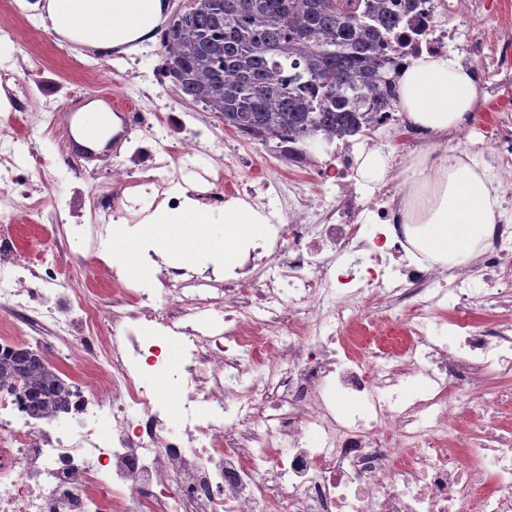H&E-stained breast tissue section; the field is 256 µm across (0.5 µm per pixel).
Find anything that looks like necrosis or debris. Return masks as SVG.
I'll return each instance as SVG.
<instances>
[{
    "mask_svg": "<svg viewBox=\"0 0 512 512\" xmlns=\"http://www.w3.org/2000/svg\"><path fill=\"white\" fill-rule=\"evenodd\" d=\"M422 17L385 48L401 73L421 54L466 42L464 62L492 97L512 87V24L486 31V0H425ZM503 209L512 208V110L477 127ZM354 142L307 158L334 199L262 184L268 222L221 287L170 268L112 277V311L86 304L81 281L53 287L0 280V316L50 324L53 341L0 336L1 346L63 355L76 372L63 428L27 417L0 389V512H512V433L461 431L482 388L512 372V223L461 268L418 264L407 242L369 225L393 222V182L368 192ZM269 269L251 287L255 267ZM479 294L501 310L473 324ZM424 295L405 352L351 350L341 335L373 325L372 308ZM224 311V328L208 323ZM179 335L181 370L155 339ZM175 376L162 393L146 372ZM109 432H102V424Z\"/></svg>",
    "mask_w": 512,
    "mask_h": 512,
    "instance_id": "1",
    "label": "necrosis or debris"
}]
</instances>
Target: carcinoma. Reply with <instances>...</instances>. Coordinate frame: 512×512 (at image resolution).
<instances>
[{
	"mask_svg": "<svg viewBox=\"0 0 512 512\" xmlns=\"http://www.w3.org/2000/svg\"><path fill=\"white\" fill-rule=\"evenodd\" d=\"M423 0H191L159 37L157 54L182 101L263 145L371 130L368 112L395 77L385 43ZM0 387L32 419L65 410L72 384L28 348H0Z\"/></svg>",
	"mask_w": 512,
	"mask_h": 512,
	"instance_id": "1",
	"label": "carcinoma"
}]
</instances>
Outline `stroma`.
Masks as SVG:
<instances>
[{
    "mask_svg": "<svg viewBox=\"0 0 512 512\" xmlns=\"http://www.w3.org/2000/svg\"><path fill=\"white\" fill-rule=\"evenodd\" d=\"M45 4L46 0H0V23L14 31L13 39H0V71L18 74L27 82L31 105L27 112H0V124L14 130L13 139L0 144V191L24 201L31 214L14 236L15 248L26 253L27 263L8 269L4 277H21L31 286L42 287L49 277L67 271L84 279L89 303L108 309L112 306L107 274L112 266L111 242L102 240L93 254L72 230L73 225L86 222L91 193L111 191L119 204L137 194L139 210L129 209L115 217L116 223L135 224L157 206L169 205L181 188L194 195L201 191L186 179L168 189L112 187L108 184L112 163H121L133 176H140L156 149L176 156L183 141L192 136L223 145L222 151H206L189 159L213 177L216 187L250 189L259 171L246 160L226 168L225 154L242 142V134L201 105L176 100L159 56L145 48L134 54L117 49L105 57L70 43L43 26ZM101 92L135 93L142 101L143 118L113 161L82 165L72 151L63 150L53 119L76 97L91 99Z\"/></svg>",
    "mask_w": 512,
    "mask_h": 512,
    "instance_id": "obj_1",
    "label": "stroma"
}]
</instances>
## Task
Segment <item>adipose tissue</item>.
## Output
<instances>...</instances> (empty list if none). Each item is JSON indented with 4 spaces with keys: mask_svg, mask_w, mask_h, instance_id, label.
<instances>
[{
    "mask_svg": "<svg viewBox=\"0 0 512 512\" xmlns=\"http://www.w3.org/2000/svg\"><path fill=\"white\" fill-rule=\"evenodd\" d=\"M164 11V0H47L43 21L47 30L81 46L103 53L121 46L134 51L154 41ZM399 98L408 130L419 137H439L473 118L479 90L472 72L457 59L425 54L402 72ZM405 180L414 194L402 227H389V237L405 236L427 259L451 266L465 263L485 246L500 201L489 177L465 152H424L406 167ZM208 221V214L191 201L175 211L158 207L140 231L119 229L124 245L113 258L131 277H140L150 266L142 255L145 239H157L170 250L201 245L203 235H187L186 227ZM264 221L247 203L225 204L219 243L225 264L235 262L243 237Z\"/></svg>",
    "mask_w": 512,
    "mask_h": 512,
    "instance_id": "ef3b65f1",
    "label": "adipose tissue"
}]
</instances>
